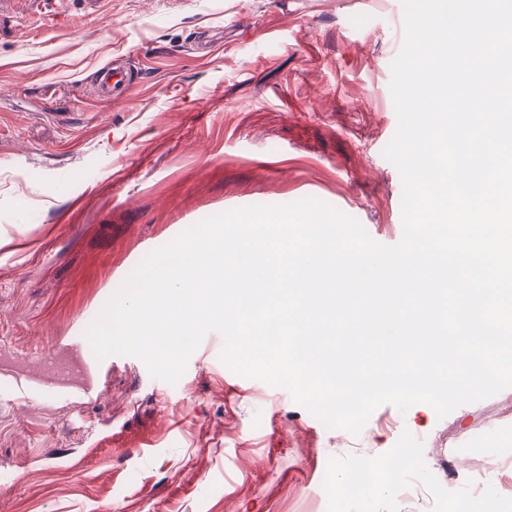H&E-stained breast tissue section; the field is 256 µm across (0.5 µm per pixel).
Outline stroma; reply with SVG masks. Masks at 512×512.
I'll return each mask as SVG.
<instances>
[{"label":"stroma","instance_id":"obj_1","mask_svg":"<svg viewBox=\"0 0 512 512\" xmlns=\"http://www.w3.org/2000/svg\"><path fill=\"white\" fill-rule=\"evenodd\" d=\"M404 34L402 0H6L0 349L33 364L75 341L146 254L231 209L315 198L399 243L384 149ZM109 65L131 70L126 98L96 93ZM223 346L208 332L173 385L111 355L49 400L0 369V512H329L325 474L404 446L413 492L342 512H453L474 486L512 512V387L442 418L385 403L354 435L232 371Z\"/></svg>","mask_w":512,"mask_h":512}]
</instances>
